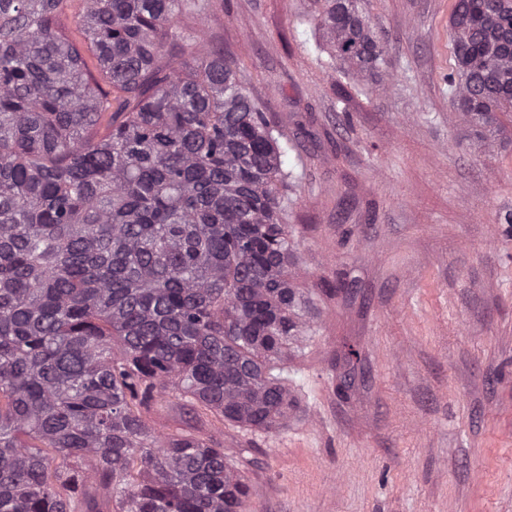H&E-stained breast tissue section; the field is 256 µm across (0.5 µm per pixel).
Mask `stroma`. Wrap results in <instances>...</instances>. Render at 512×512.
<instances>
[{
  "instance_id": "1",
  "label": "stroma",
  "mask_w": 512,
  "mask_h": 512,
  "mask_svg": "<svg viewBox=\"0 0 512 512\" xmlns=\"http://www.w3.org/2000/svg\"><path fill=\"white\" fill-rule=\"evenodd\" d=\"M208 2L185 52L222 42L291 145L296 405L254 431L167 396L147 424L223 445L252 512H512V115L456 112L454 0H361L392 68L359 87L316 64L312 0Z\"/></svg>"
}]
</instances>
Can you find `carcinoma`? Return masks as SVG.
<instances>
[{
    "mask_svg": "<svg viewBox=\"0 0 512 512\" xmlns=\"http://www.w3.org/2000/svg\"><path fill=\"white\" fill-rule=\"evenodd\" d=\"M73 2L0 0V512H250L224 446L143 413L287 421L288 137L224 51L175 53L201 0H79V42ZM313 4L331 59L388 70L358 0ZM450 30L457 111L511 113L512 0Z\"/></svg>",
    "mask_w": 512,
    "mask_h": 512,
    "instance_id": "1",
    "label": "carcinoma"
}]
</instances>
